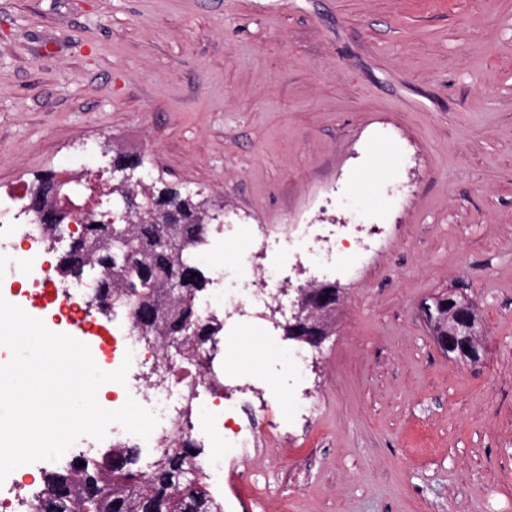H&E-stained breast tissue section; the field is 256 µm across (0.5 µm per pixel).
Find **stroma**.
<instances>
[{
  "mask_svg": "<svg viewBox=\"0 0 512 512\" xmlns=\"http://www.w3.org/2000/svg\"><path fill=\"white\" fill-rule=\"evenodd\" d=\"M120 151L246 224L332 194L393 227L317 275L344 301L312 420L263 333L225 328L278 423L225 467L232 512H512V0H0V191ZM461 281L477 367L416 315Z\"/></svg>",
  "mask_w": 512,
  "mask_h": 512,
  "instance_id": "1",
  "label": "stroma"
}]
</instances>
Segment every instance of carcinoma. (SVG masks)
Masks as SVG:
<instances>
[{
    "instance_id": "cac0c4a2",
    "label": "carcinoma",
    "mask_w": 512,
    "mask_h": 512,
    "mask_svg": "<svg viewBox=\"0 0 512 512\" xmlns=\"http://www.w3.org/2000/svg\"><path fill=\"white\" fill-rule=\"evenodd\" d=\"M156 207L178 209V222L170 226L145 224L137 211ZM112 209L129 213L128 222L115 225V238L123 246L113 247V239L102 228L89 229L86 238L58 258L63 273L85 267L101 274L103 295L112 306L132 311V326L159 345L164 359L171 350L185 352L194 346L181 339L185 325L196 324L199 335L211 337L222 324L199 319L195 299L208 279L194 263V254L205 242L209 224L216 221L201 201L168 187H148L132 179L125 193L112 190ZM183 277L181 292L168 293V281ZM154 299L160 301L162 318L139 316V308ZM201 449L190 439L181 451H164L148 466L139 464L136 448H114L89 461L73 457L63 467L44 474L45 492L33 498L29 512H223L211 496L202 472L196 467ZM192 465L196 482L179 479L180 471ZM98 495H87L89 487Z\"/></svg>"
}]
</instances>
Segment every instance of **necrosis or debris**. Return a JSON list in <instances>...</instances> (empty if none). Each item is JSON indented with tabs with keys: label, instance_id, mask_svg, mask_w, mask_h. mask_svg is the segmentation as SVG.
<instances>
[{
	"label": "necrosis or debris",
	"instance_id": "4bbe7bcc",
	"mask_svg": "<svg viewBox=\"0 0 512 512\" xmlns=\"http://www.w3.org/2000/svg\"><path fill=\"white\" fill-rule=\"evenodd\" d=\"M29 195L25 187L0 199V269H18L25 278L22 309L43 320L50 331L70 334L87 344L95 363L108 370L130 361L125 383H107L103 408L119 409L131 398L158 417L149 439L126 434L113 424L103 440L83 436L77 447L93 456L123 436L133 447L143 449L148 463L158 452L177 448L180 436L187 434L206 451L198 459L201 470L209 472L214 482H223L225 460L254 442L259 429L238 420L242 393L238 378L214 368L221 337L200 343V352L211 355L205 364L176 353L163 366L157 346L137 336L130 322L99 323L90 305L93 290L84 276H61L53 260L55 245L47 241L40 225L29 223L22 207ZM215 231L237 240L240 247L232 265L211 270L208 287L196 299L197 312L205 321L219 317L265 333L287 320L295 297L293 282L273 263L274 255H286L289 266L300 269L313 253L340 266L348 258L362 261L376 248L374 232L361 224H291L277 230L266 224L225 223L216 225ZM201 415L215 419L217 426L211 433L198 431L195 420ZM217 442L223 445V454H213Z\"/></svg>",
	"mask_w": 512,
	"mask_h": 512
}]
</instances>
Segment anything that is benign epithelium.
I'll return each mask as SVG.
<instances>
[{
  "mask_svg": "<svg viewBox=\"0 0 512 512\" xmlns=\"http://www.w3.org/2000/svg\"><path fill=\"white\" fill-rule=\"evenodd\" d=\"M140 166V159L130 155L119 166L110 167L111 178L124 184L129 182ZM67 180L59 178L49 186H39L30 195L28 208L37 219L46 224L66 226L69 234L76 231V223L64 222L60 207ZM343 300L342 291L328 285H303L297 289L296 303L288 317V330L303 334L311 347H320L333 334L331 315ZM418 315L436 348L449 359L470 366H479L485 360V345L478 335L476 305L461 288L422 301Z\"/></svg>",
  "mask_w": 512,
  "mask_h": 512,
  "instance_id": "7a95c632",
  "label": "benign epithelium"
}]
</instances>
